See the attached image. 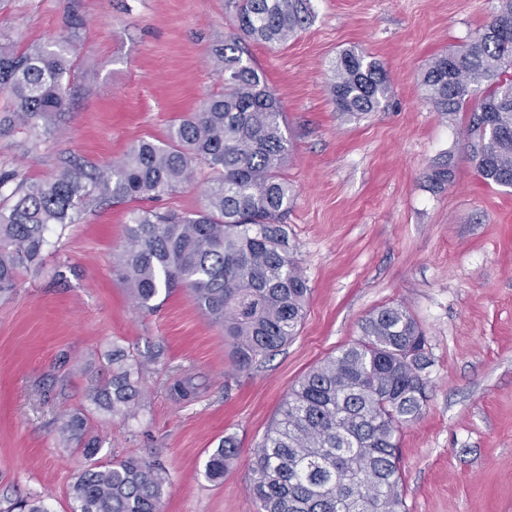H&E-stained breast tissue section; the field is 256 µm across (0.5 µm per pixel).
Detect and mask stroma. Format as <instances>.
I'll use <instances>...</instances> for the list:
<instances>
[{
    "instance_id": "35a3bbf8",
    "label": "stroma",
    "mask_w": 512,
    "mask_h": 512,
    "mask_svg": "<svg viewBox=\"0 0 512 512\" xmlns=\"http://www.w3.org/2000/svg\"><path fill=\"white\" fill-rule=\"evenodd\" d=\"M497 0H310L312 17L284 46L246 41L279 98L293 189L285 222L308 281L306 317L283 350L235 367L219 327L179 290L139 309L115 257L133 208L190 212L210 175L155 200L94 205L51 239L42 270L22 271L0 298V512L44 497L71 512L70 487L90 463L154 460L166 473L163 512H257L248 491L253 450L296 381L361 337L362 321L404 307L421 325L431 366L422 415L398 433L407 512H512V189L490 185L465 150L468 112L424 98L437 54L475 39ZM83 20L63 82L66 109L37 149L0 136V171L50 178L72 163L103 167L223 90L216 48L234 0H0V34L23 51ZM383 62L379 111L336 112L328 84L338 53ZM451 164L449 182L434 169ZM142 365L136 419L92 414L101 442L86 459L57 439L64 415L88 409L110 376L106 353ZM193 374L202 396L179 403L172 381ZM231 435L238 458L208 480L211 448Z\"/></svg>"
}]
</instances>
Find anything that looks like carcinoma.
Instances as JSON below:
<instances>
[{
	"label": "carcinoma",
	"mask_w": 512,
	"mask_h": 512,
	"mask_svg": "<svg viewBox=\"0 0 512 512\" xmlns=\"http://www.w3.org/2000/svg\"><path fill=\"white\" fill-rule=\"evenodd\" d=\"M310 20L308 0H238L237 32L217 50L224 92L207 96L174 125L168 141H141L118 164L90 172L65 166L49 179L14 182L0 173V294L21 270L40 266L50 234L79 220L89 203L161 197L190 183L204 164L212 178L190 213L137 209L125 228L117 268L137 306L151 310L179 288L224 330L235 364L249 368L281 351L298 333L310 288L293 258L283 219L293 190L282 175L290 149L280 100L244 57L242 38L285 45ZM73 39L24 52L0 42V91L11 107L0 136L46 135L65 109ZM512 0L484 31L432 58L422 75L438 111L473 104L470 160L489 184L512 188ZM384 65L348 49L331 65L329 95L349 117L380 109L389 93ZM426 336L400 306L373 312L362 337L315 365L290 389L279 417L257 443L249 491L258 512H404L396 433L427 401ZM112 375L89 400L103 414L137 416L140 364L112 349ZM201 385L186 374L169 387L195 401ZM57 433L87 457L100 441L83 411ZM239 446L227 435L208 452L205 476L224 478ZM165 476L154 461L127 458L87 468L71 487L72 512H161Z\"/></svg>",
	"instance_id": "1"
}]
</instances>
